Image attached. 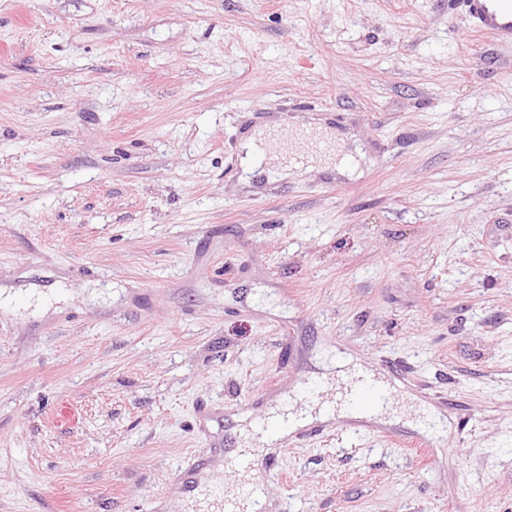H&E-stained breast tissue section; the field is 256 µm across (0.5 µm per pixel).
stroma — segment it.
<instances>
[{
    "label": "stroma",
    "mask_w": 512,
    "mask_h": 512,
    "mask_svg": "<svg viewBox=\"0 0 512 512\" xmlns=\"http://www.w3.org/2000/svg\"><path fill=\"white\" fill-rule=\"evenodd\" d=\"M299 118L331 169L248 179ZM340 359L389 408L275 442L260 512H512V44L448 0H0V512H212L245 477L187 459Z\"/></svg>",
    "instance_id": "obj_1"
}]
</instances>
